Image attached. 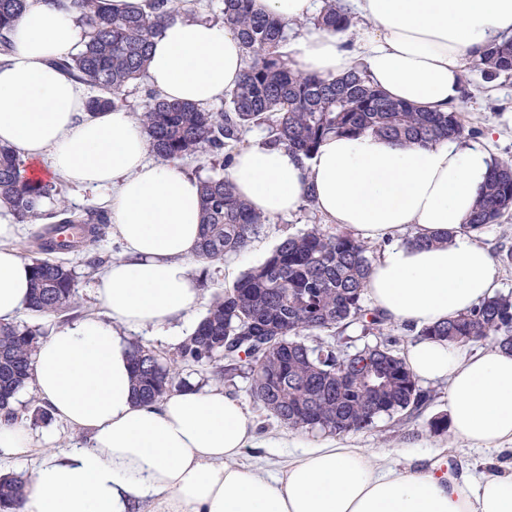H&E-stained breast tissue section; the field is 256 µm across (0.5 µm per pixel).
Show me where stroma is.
I'll return each mask as SVG.
<instances>
[{"label":"stroma","mask_w":512,"mask_h":512,"mask_svg":"<svg viewBox=\"0 0 512 512\" xmlns=\"http://www.w3.org/2000/svg\"><path fill=\"white\" fill-rule=\"evenodd\" d=\"M457 109L464 114L469 126L478 129V143L484 144L501 160H512V73L488 80L480 71L465 68L463 95ZM321 221L315 209L301 206L292 214L269 219L249 251L213 263H196L194 273L204 299H211L216 292L231 286L247 269L263 262L283 236ZM421 386L437 394L425 418L397 432L390 430L388 421L383 420L377 429L346 435V442L360 448L392 449L391 462L400 470L409 468L456 478L464 471L477 473L485 469L492 458L490 451L455 444L450 434H438L429 429L428 418L447 411L446 382L425 380ZM224 390L240 399L255 421L259 446L247 453L248 463L273 472L286 463L289 456L330 440L329 435L291 431L266 418L253 402L245 377L225 383Z\"/></svg>","instance_id":"1"}]
</instances>
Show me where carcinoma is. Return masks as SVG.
Wrapping results in <instances>:
<instances>
[{"label":"carcinoma","instance_id":"obj_1","mask_svg":"<svg viewBox=\"0 0 512 512\" xmlns=\"http://www.w3.org/2000/svg\"><path fill=\"white\" fill-rule=\"evenodd\" d=\"M78 13L87 41L55 66L94 91L87 111L124 106L122 93L146 74L152 39L161 22L177 16L183 0H148L147 10L112 12L102 0H55ZM224 24L240 37L246 68L225 94L224 106L209 109L168 101L152 92L139 113V125L152 152L181 164L208 154L225 167L243 142L244 132L264 127L266 144L285 146L311 157L330 135L374 134L398 143L425 146L466 136L464 115L429 112L388 98L352 72L328 80L287 66L286 22L254 10V0H222ZM26 0H0V58L11 52L10 32ZM318 27L342 33L350 16L337 0H324ZM488 79L512 72V40L487 47L472 61ZM201 237L197 260L219 261L248 251L267 218L239 198L225 175L200 181ZM56 187L21 171L13 149L0 145V202L19 224L39 223L30 248L31 303L39 317L80 313L71 267L57 255L93 253L88 264L107 258L95 252L108 235L107 209H76L55 197ZM52 207L43 210L36 201ZM512 209V163L493 169L487 187L463 228L481 231ZM375 261L370 242L339 227L313 224L280 239L261 264L212 297L190 336L166 356L132 345L135 399L152 404L185 386L183 372L205 367L216 380L247 371L254 402L277 423L301 433L345 435L370 431L386 416L401 428L419 417L435 398L417 384L404 359L385 335L391 321L367 305V282ZM360 335L349 336L351 326ZM416 335L453 345L490 340L512 350V293H496L472 309ZM44 336L39 324L0 322V420L22 421L17 395L31 377L32 356ZM374 337L378 342L357 346ZM28 482L0 478V512H23Z\"/></svg>","mask_w":512,"mask_h":512}]
</instances>
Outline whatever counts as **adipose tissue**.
Segmentation results:
<instances>
[{"label": "adipose tissue", "instance_id": "obj_1", "mask_svg": "<svg viewBox=\"0 0 512 512\" xmlns=\"http://www.w3.org/2000/svg\"><path fill=\"white\" fill-rule=\"evenodd\" d=\"M351 8L368 28L354 37L310 28L288 46L295 67L329 80L358 70L390 98L430 110L455 107L466 63L512 37V0H351ZM10 39L0 65V145L16 151L23 169L36 164L48 179L106 189L103 205L125 249L95 282L103 316L37 348L31 390L88 442L37 465L24 512H512V466L465 495L435 474L392 469L389 450L333 441L270 475L241 464L255 428L223 387L137 404L126 331L164 330L203 302L193 272L199 184L149 160L148 140L126 109L86 112L85 86L53 64L82 47L77 13L28 0ZM244 70L231 28L176 16L153 39L147 77L163 98L205 106ZM496 162L472 142L332 135L309 159L283 146H243L226 175L262 215L294 212L310 198L328 223L386 242L368 295L392 322L418 329L473 308L498 286L491 254L462 229ZM408 229L432 245L404 243ZM21 233L0 207L2 323L29 306ZM405 358L415 377L447 381L456 440L512 450V351L494 344L471 353L419 336Z\"/></svg>", "mask_w": 512, "mask_h": 512}]
</instances>
